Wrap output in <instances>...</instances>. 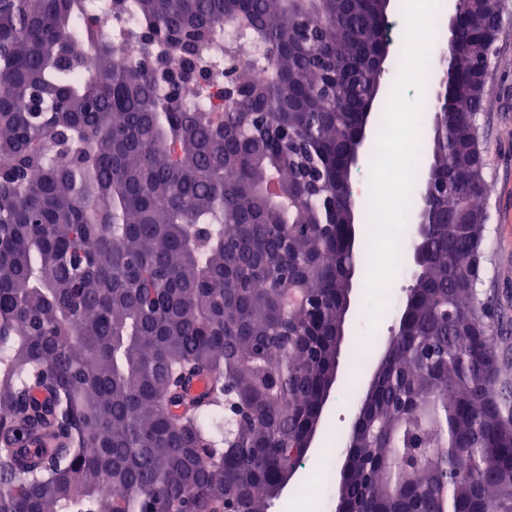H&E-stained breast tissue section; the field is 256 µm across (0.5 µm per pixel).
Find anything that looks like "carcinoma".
<instances>
[{
    "label": "carcinoma",
    "mask_w": 512,
    "mask_h": 512,
    "mask_svg": "<svg viewBox=\"0 0 512 512\" xmlns=\"http://www.w3.org/2000/svg\"><path fill=\"white\" fill-rule=\"evenodd\" d=\"M92 4L0 0V512H224L229 495L270 512L343 339L383 0H112L141 18L113 42ZM460 10L423 106L433 192L407 316L357 393L369 431L344 440L349 512H512L477 289L502 0ZM221 50L215 102L188 108Z\"/></svg>",
    "instance_id": "obj_1"
}]
</instances>
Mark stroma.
<instances>
[{"mask_svg": "<svg viewBox=\"0 0 512 512\" xmlns=\"http://www.w3.org/2000/svg\"><path fill=\"white\" fill-rule=\"evenodd\" d=\"M503 4L504 24L488 74L490 106L479 118L489 220L484 232L478 289L499 328V384L512 388V0H503ZM364 303L362 288H355L345 323L336 388L326 403L324 422L307 466L322 467L329 463L322 453L329 435L348 433L356 413L355 406L343 399L344 389L363 386L370 369L377 364L385 340L398 327V320L393 317L383 331L368 334ZM342 463L338 456L329 464L338 468Z\"/></svg>", "mask_w": 512, "mask_h": 512, "instance_id": "35a3bbf8", "label": "stroma"}]
</instances>
